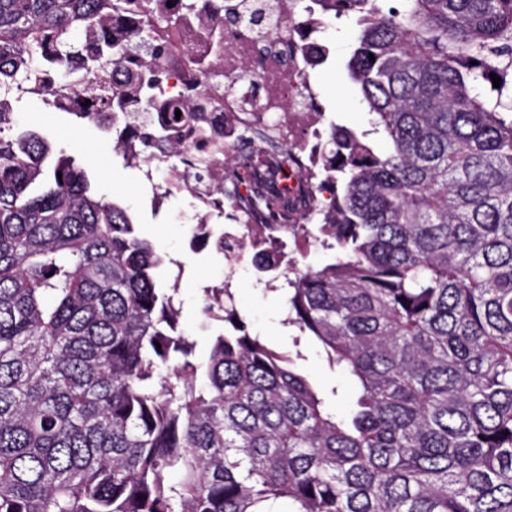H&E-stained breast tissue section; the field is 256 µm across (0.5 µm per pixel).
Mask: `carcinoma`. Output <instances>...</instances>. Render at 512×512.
Instances as JSON below:
<instances>
[{
	"label": "carcinoma",
	"mask_w": 512,
	"mask_h": 512,
	"mask_svg": "<svg viewBox=\"0 0 512 512\" xmlns=\"http://www.w3.org/2000/svg\"><path fill=\"white\" fill-rule=\"evenodd\" d=\"M313 2L355 18L371 129L331 125L328 201L273 207L271 153L246 202L262 224L316 212L302 230L330 254L289 269L288 326L348 380L342 415L222 288L198 357L165 256L15 129L13 103L90 91L112 130V16L133 10L148 105L193 0H0V512H512V0Z\"/></svg>",
	"instance_id": "carcinoma-1"
}]
</instances>
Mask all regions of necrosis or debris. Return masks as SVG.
Returning a JSON list of instances; mask_svg holds the SVG:
<instances>
[{"label": "necrosis or debris", "instance_id": "1", "mask_svg": "<svg viewBox=\"0 0 512 512\" xmlns=\"http://www.w3.org/2000/svg\"><path fill=\"white\" fill-rule=\"evenodd\" d=\"M195 2L193 14L169 34V41L178 52L168 66L177 72L184 56L205 59L215 74L214 80L193 97H185L183 90L169 89L155 96L148 113H124L117 126L116 141L131 156L149 151L145 177L150 180L165 167L168 156L160 148L146 147L142 139L144 124L173 125L178 115L190 117L192 125L198 126L217 147L219 156L199 171L192 164L196 153L193 140L173 142L183 164L171 175L168 189L195 201L198 224H210L213 206L223 209L224 255L235 267L252 266L260 254L266 253L280 270H287L288 244L300 247L305 239L276 225L256 222L243 202L246 187L238 182L239 146L245 130L261 128L262 135L253 141L251 153L257 156L275 147L282 149L289 191L320 185L314 142L320 134V114L313 105L315 94L306 73L294 65L293 59L313 46L312 35L322 21L312 16L300 19L294 0H265L270 6L268 18L273 36L262 38L252 21L243 19L235 30L225 31L224 55L216 58L211 53L210 35L222 18L221 0ZM142 24L143 19L137 14L112 19L113 40L132 50L130 58L112 71L115 88L127 94L134 93L135 72L148 59L147 54L134 51Z\"/></svg>", "mask_w": 512, "mask_h": 512}]
</instances>
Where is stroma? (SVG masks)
Returning a JSON list of instances; mask_svg holds the SVG:
<instances>
[{"label": "stroma", "instance_id": "1", "mask_svg": "<svg viewBox=\"0 0 512 512\" xmlns=\"http://www.w3.org/2000/svg\"><path fill=\"white\" fill-rule=\"evenodd\" d=\"M356 34L357 25L352 19L327 21L315 37L326 47L328 58L309 70L308 78L317 95L323 125L334 123L361 132L368 129L369 116L360 106L358 91L345 69ZM13 112L20 127L40 131L55 153L74 157L100 194L130 208L141 233L167 256L161 280L178 285L182 325L195 342L197 355L205 356L211 336L220 331L221 325L202 316V290L209 281L223 278L227 262L214 250L191 249L194 211L189 202L173 195L165 203H157L141 167L126 166L113 152L111 133L90 122L29 100L16 103ZM256 278L253 272L240 274L233 288L234 302L246 316L251 332L279 350L300 353L299 369L321 389L346 386V378L328 365L315 343L298 338L295 328L284 325L281 293L258 287Z\"/></svg>", "mask_w": 512, "mask_h": 512}]
</instances>
